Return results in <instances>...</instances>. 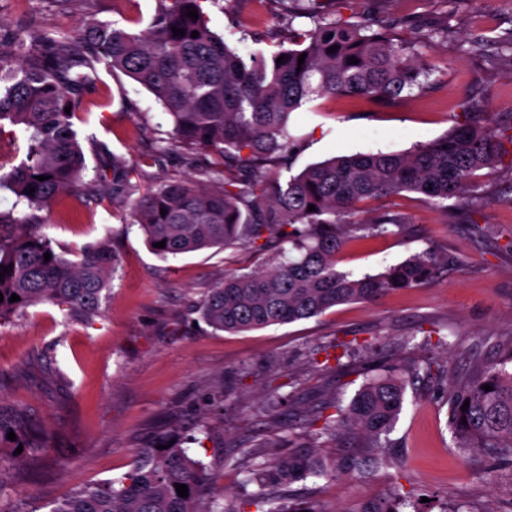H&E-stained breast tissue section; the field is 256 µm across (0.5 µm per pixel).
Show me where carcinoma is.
Wrapping results in <instances>:
<instances>
[{
    "label": "carcinoma",
    "instance_id": "carcinoma-1",
    "mask_svg": "<svg viewBox=\"0 0 512 512\" xmlns=\"http://www.w3.org/2000/svg\"><path fill=\"white\" fill-rule=\"evenodd\" d=\"M203 2L157 0L146 29L94 20L79 41L48 33L0 34V132L8 124L29 141L25 161L6 172L0 166V189L28 208L17 215L0 213V320L42 303L92 315L108 289L115 263L109 242L89 245L71 260L32 230L36 212L59 193L77 189L86 168L73 119L84 94L97 84L101 64L125 73L155 97L173 121L177 146L213 158L196 165L211 187L168 178L137 198L127 162L112 158L114 196L131 202L132 222L148 244L165 242L152 248L154 254L166 260L230 245L278 248L265 269H224L223 279L194 308L214 330L239 333L292 324L337 305L375 301L430 283L448 263V255L427 248L375 274L342 271L336 256L350 234L380 235L403 227L400 218L387 214L370 224H347L344 214L360 202L403 192L436 205L452 199L457 206L472 205L478 200L479 172L494 173L500 161V130L467 119L408 152L335 157L283 177L282 165L300 145L292 134L293 114L312 96L390 102L420 87L430 65L425 56L367 25L336 22L299 32L294 47L255 55L247 64L208 27ZM189 8L198 18L186 16ZM174 27L184 35H174ZM332 46L336 51H328ZM282 55L283 63H276ZM351 57L359 63H349ZM310 205L315 210L308 211ZM286 242L289 251L282 247ZM46 252L51 254L47 262ZM13 294L20 300L9 301ZM422 371L432 372V363L392 366L367 380L347 407L336 408V416L325 417L310 439L288 438V452L273 451L257 464L261 481L254 496L269 504V483L334 473L336 460L321 451L325 435L338 441L355 430L371 447H382V437L404 407L406 378ZM446 399L457 448L494 462L512 460V367L487 364L448 388ZM173 439L160 437L138 451L122 478L78 489L51 512H234L215 499L207 510L200 508L211 490L204 469ZM177 484L187 485L188 496L178 495ZM404 505L406 495L396 487L354 512H398Z\"/></svg>",
    "mask_w": 512,
    "mask_h": 512
}]
</instances>
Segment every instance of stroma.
<instances>
[{"instance_id": "obj_1", "label": "stroma", "mask_w": 512, "mask_h": 512, "mask_svg": "<svg viewBox=\"0 0 512 512\" xmlns=\"http://www.w3.org/2000/svg\"><path fill=\"white\" fill-rule=\"evenodd\" d=\"M206 0L209 27L243 56L288 47L291 31L317 22L378 21L393 43L423 49L432 72L423 88L379 107L350 97L306 102L295 116L301 149L292 172L341 155L399 153L435 140L476 113L512 126V0ZM112 0H0V31L81 36L93 19L112 21ZM87 168L82 196L63 194L40 211L41 232L56 251L104 239L117 258L110 288L92 316L45 303L0 320V416H20L47 437L17 448L0 438L7 484L0 512H52L78 488L122 477L140 448L164 433L191 435L188 455L224 491L232 512H258L251 494L262 447L288 435H314L326 403L348 405L366 372L403 362H436L444 376L420 375L388 436L386 463L370 478L339 472L274 487L285 512H327L387 496L403 485L401 512H512V464L496 479L482 458L455 448L443 387L478 365L512 358V145L485 178L472 209L443 208L417 193L362 204L352 223L388 211L405 231L350 238L338 256L344 271L376 273L427 247L448 254L428 285L375 302H353L287 325L229 334L191 308L224 275L266 268L271 253L229 248L160 260L139 226L112 201V159L132 168L140 189L159 178L195 177L187 150L170 148L173 123L154 96L119 71L100 68L94 91L74 119ZM355 368L338 365L344 349Z\"/></svg>"}]
</instances>
